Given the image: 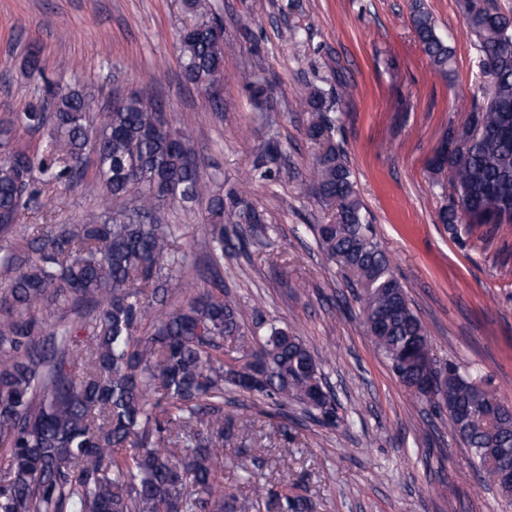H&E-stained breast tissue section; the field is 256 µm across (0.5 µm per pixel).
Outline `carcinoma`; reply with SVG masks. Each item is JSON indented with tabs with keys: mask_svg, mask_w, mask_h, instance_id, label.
<instances>
[{
	"mask_svg": "<svg viewBox=\"0 0 512 512\" xmlns=\"http://www.w3.org/2000/svg\"><path fill=\"white\" fill-rule=\"evenodd\" d=\"M486 81L473 95L465 123L450 126L430 161L431 185L447 196L438 213L463 247H487L512 224V10L495 0H462ZM189 18L178 35L185 79L204 93L224 78V28L210 0H184ZM411 26L436 71L446 76L453 50L438 35L424 0H414ZM22 67L42 76L40 55ZM242 84L253 104L267 86L253 73ZM350 87L302 92L314 148L310 180L326 224L311 230L319 249L343 274L361 303L366 331L392 373L413 388L431 358L448 376L435 379L436 412L448 413L452 435L470 465L505 498L498 482L512 463V407L491 392L475 402L478 380L463 365L436 359L426 326L411 306L336 143V117ZM92 102L77 90L45 89L23 112L0 118V237L9 239L41 186L76 187L95 156L96 177L129 210L92 212L82 224H36L23 243L0 250V448L9 459L0 477V512H251L248 496L224 493V449L236 447V420L225 395L258 393L278 409L298 402L325 425L336 410L324 392L319 364L286 328L269 324L247 336L254 314L223 289H204L149 331L142 321L158 296L182 294L188 254L177 229L164 224L155 200L183 207L208 199L211 259L224 260V230L240 241L263 229L265 217L238 200L224 207L211 192L189 137L172 130L160 102L139 92L112 102L90 124ZM40 136L36 149L19 138ZM279 151L257 158L272 174ZM77 325L45 332L61 307ZM243 355L224 361V343ZM242 484L265 495L274 512H315L302 486L268 488L252 475Z\"/></svg>",
	"mask_w": 512,
	"mask_h": 512,
	"instance_id": "cac0c4a2",
	"label": "carcinoma"
}]
</instances>
